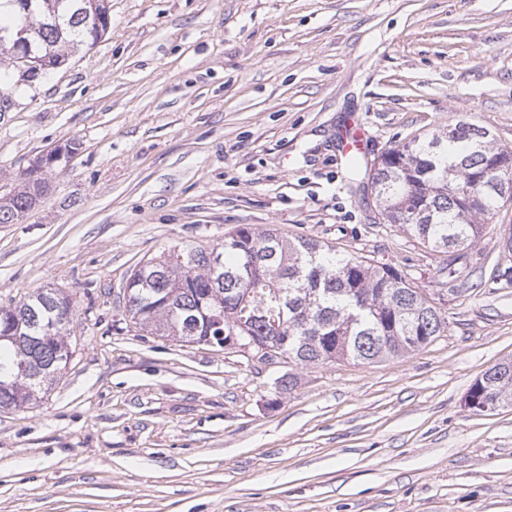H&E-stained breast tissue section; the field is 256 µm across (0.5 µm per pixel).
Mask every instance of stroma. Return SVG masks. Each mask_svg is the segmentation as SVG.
I'll return each mask as SVG.
<instances>
[{"label": "stroma", "mask_w": 512, "mask_h": 512, "mask_svg": "<svg viewBox=\"0 0 512 512\" xmlns=\"http://www.w3.org/2000/svg\"><path fill=\"white\" fill-rule=\"evenodd\" d=\"M110 25L22 78L0 114V195L37 158L48 190L0 224V307L70 295L72 358L0 410V512H512V407L464 397L512 360V202L450 294L437 253L381 220L339 161L465 121L512 149V0H111ZM241 224L388 263L448 327L378 363L252 366L153 336L123 287ZM293 374L296 386L276 380ZM366 140V132L362 127L352 128L339 137L338 150L343 158L351 154L364 155Z\"/></svg>", "instance_id": "35a3bbf8"}]
</instances>
